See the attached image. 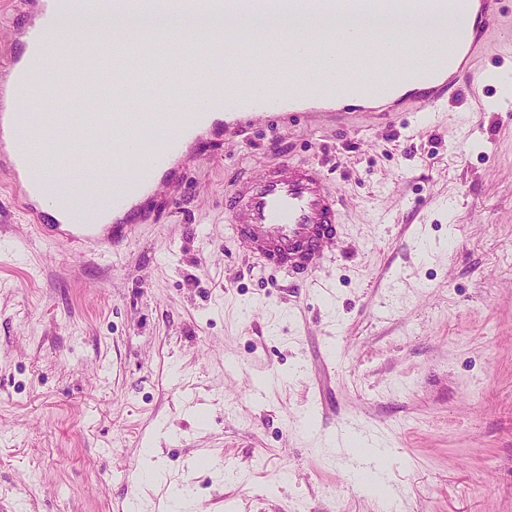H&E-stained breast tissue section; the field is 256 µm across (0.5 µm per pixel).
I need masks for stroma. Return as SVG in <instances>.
<instances>
[{
	"mask_svg": "<svg viewBox=\"0 0 512 512\" xmlns=\"http://www.w3.org/2000/svg\"><path fill=\"white\" fill-rule=\"evenodd\" d=\"M210 134L120 254L40 235L0 182V512H380L325 418L392 451L400 512H512V118ZM341 194L291 287L239 251L234 179L280 151Z\"/></svg>",
	"mask_w": 512,
	"mask_h": 512,
	"instance_id": "35a3bbf8",
	"label": "stroma"
}]
</instances>
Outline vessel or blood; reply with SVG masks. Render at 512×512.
<instances>
[{"label": "vessel or blood", "instance_id": "b4317fda", "mask_svg": "<svg viewBox=\"0 0 512 512\" xmlns=\"http://www.w3.org/2000/svg\"><path fill=\"white\" fill-rule=\"evenodd\" d=\"M164 3L115 0L109 38L115 52L108 72L102 74L87 66L71 71L66 85L74 96L72 111L54 112L58 87L49 88L41 98L42 120L81 134L79 150L85 177L77 187L79 196L107 188L112 191V210L96 224L84 223L76 199L62 202L65 223L45 226L44 231L69 250L93 251L103 257L126 246L139 225L153 220L149 204L156 200L160 186L174 176L169 159L193 148L203 133L219 130L225 138L233 139L252 120L271 126L297 118L296 97H332L339 92L332 83L340 67L339 52L371 47L377 59L383 60L397 54L400 47L392 38L326 27L319 36L323 42L336 45L337 51L320 56L317 79H309L304 72L288 74L271 59L264 62L257 86L245 93L242 79L255 70L256 56L242 47L240 37L245 34L256 43L265 42V35L258 30L260 16L326 19L350 11L394 19L429 18L433 24L423 36L424 43L429 44L442 36L449 16L467 11L469 0H181L184 8L225 20L222 37L204 28L193 38L200 66L214 77L211 87L201 93L195 92L192 83L176 77V61L168 53L155 52L153 43L134 40L129 19ZM480 3L478 32L467 43L461 62L448 55H431L427 71L416 79L419 89L411 96V103L435 111L449 96L464 90L481 99L485 75L479 62L489 55L512 61V44L499 37L501 28L512 23V9H507L506 0ZM59 8L58 0H27L15 27L18 50L0 71V135L9 134L11 140H19L34 127L24 95L31 59L49 43L62 52L69 47V35L56 24ZM135 85L174 95L180 99L182 111H158L149 96L139 107H132L129 90ZM302 116L322 126L341 128L351 127L355 118L351 112H308ZM150 129L166 132L168 149L157 158L140 195L131 197L118 180L105 185L97 174L98 159L107 158L114 169H125L141 148L142 133ZM32 161L30 154L13 149L7 161H0V176L19 187L21 210L34 217L38 214L36 200L49 198L44 186L51 175L46 172L39 182H27ZM224 211L239 249L258 255L267 269L299 283L321 270L327 249L341 238L336 191L321 170L287 156L254 176L236 181L224 200Z\"/></svg>", "mask_w": 512, "mask_h": 512}]
</instances>
